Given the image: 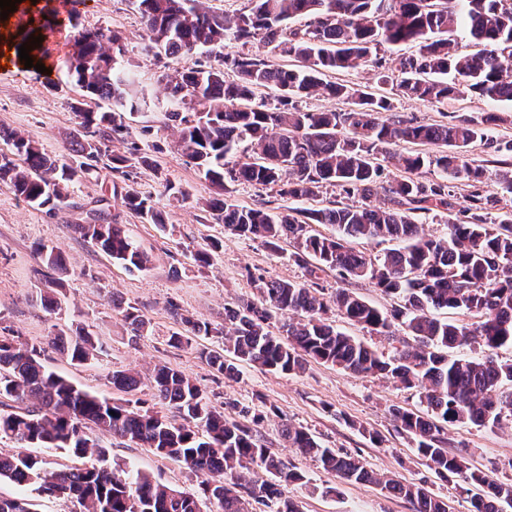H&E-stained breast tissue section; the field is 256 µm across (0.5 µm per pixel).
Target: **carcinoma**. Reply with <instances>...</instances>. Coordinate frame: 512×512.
<instances>
[{
    "label": "carcinoma",
    "instance_id": "carcinoma-1",
    "mask_svg": "<svg viewBox=\"0 0 512 512\" xmlns=\"http://www.w3.org/2000/svg\"><path fill=\"white\" fill-rule=\"evenodd\" d=\"M253 7L234 14H217L205 0H135L143 24L142 50L169 63L160 75L165 85V114L178 128V150L215 189L206 207L224 229L239 237L259 239L271 251L293 244L296 263L305 267V283L254 279L262 294L259 304L247 302L224 308V328L201 319L180 317L183 331L171 342L180 346L187 336L224 337L226 358L207 357L225 378L240 377V364L291 374L313 359L353 375H382L419 392L426 409L392 410L397 427L411 440L417 456L441 479L458 486L478 485L483 495L471 499L472 512H503L512 508V484L498 483L468 464L461 452H448L446 426L472 423L496 427L512 422V359L489 360L487 353L512 347V216L493 222L489 210L499 202L477 192L463 207L465 221L453 217V182L476 185L484 167L468 160L466 149L480 142L493 153H512V140L493 132L504 118L487 112L478 118L457 115L445 124H421L394 111L392 102L374 92L328 80L329 74L365 63L382 67L375 57L384 45L413 52L399 60L398 89L404 96L444 104L450 99L478 96L512 103V0H251ZM463 28L481 49L458 50L453 34ZM294 59L276 66L261 54L227 53L220 67H177L175 63L224 41L250 44L255 36ZM82 54L61 61L86 97L112 102L109 112H96L80 102L73 106L80 138L69 153H47L39 143L16 130L0 129V182L10 185L30 205L54 211L68 198L80 174L98 167L103 146L111 140L142 138L147 126L130 124L150 105L135 88L126 59L124 37L118 30H81ZM237 76L224 80V71ZM275 88L279 105L256 100V91ZM318 92L346 100V112L303 111L294 98ZM435 145L439 154L416 150ZM248 152V161L228 166L227 158ZM111 170L128 177L135 166H156L153 155L135 145L129 155L112 156ZM393 160L408 173L431 165L440 180L407 177L389 179L382 162ZM238 183L275 190L295 202L312 200L332 186L347 196L359 195V205L256 208L233 203L229 186ZM382 192L383 202L371 204ZM161 227L166 215L149 196L128 185L112 183L93 201L86 221L71 225L79 237L94 243L113 261L132 271H144L148 255L112 213V201ZM430 212L448 213L442 237L421 233L416 219ZM314 224H330V235L312 232ZM392 241L397 246L377 261L352 246L355 240ZM46 268L62 270L63 255L38 246ZM332 270L343 280L368 279L400 301L384 312L346 288L327 301L317 295L316 271ZM336 308L367 333L399 343L384 356L364 342L328 323ZM123 321L136 336L148 321L131 303H116ZM447 309L473 314L479 322L459 325L435 315ZM280 314L282 333L270 330L272 311ZM56 349L83 363L97 350L94 334L81 328L50 337ZM480 348L481 356H455L454 349ZM41 349L20 347L0 337V397L16 403L0 413V440L13 448L0 453V481L30 487L40 495L69 499L76 512H300L282 497L285 484L305 482V476L268 448L259 432L266 415L243 405L229 419L211 404L203 390L186 375L167 368L148 377L158 404L167 414L144 408L140 401L115 402L83 390L45 368ZM139 374L112 373V386L131 393L140 387ZM95 429L123 441L144 445L158 456L183 463L201 478V497L153 482L117 463L106 450L89 444L85 430ZM289 446L317 459L327 471L350 484H373L405 500L412 512H450L449 502L422 484L378 474L348 454L323 447L309 432L282 425ZM29 448L63 449L82 464L49 470ZM269 474L261 479L258 471ZM0 512H32L25 497L0 496Z\"/></svg>",
    "mask_w": 512,
    "mask_h": 512
}]
</instances>
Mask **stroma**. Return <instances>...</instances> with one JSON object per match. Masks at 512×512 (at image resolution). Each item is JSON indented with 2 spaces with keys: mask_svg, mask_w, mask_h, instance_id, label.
Returning a JSON list of instances; mask_svg holds the SVG:
<instances>
[{
  "mask_svg": "<svg viewBox=\"0 0 512 512\" xmlns=\"http://www.w3.org/2000/svg\"><path fill=\"white\" fill-rule=\"evenodd\" d=\"M121 30L128 44L127 57L151 104L135 115L136 124L151 126L153 140L162 147L156 159L158 169H132L130 181L142 195L152 197L168 217L167 226L144 222L138 215L121 210L125 224L141 248L149 253L151 265L143 272L130 271L113 262L92 244L72 231L82 222L87 205L111 185L113 175L99 168L82 176L73 186L66 204L55 212L30 206L18 198L8 184L0 182V336L31 346L43 347L46 368L93 394L119 398L110 377L116 370L148 374L157 365L182 372L198 384L212 404L235 416L236 406L266 403L276 408L261 427L265 444L302 472L307 485L283 487L285 498L297 501L302 512H411L409 504L372 484H348L336 474L324 471L315 459L289 448L281 426L293 423L305 428L323 446L362 459L367 468L408 482H422L447 499L453 512H470L471 496L457 484L442 480L416 456L410 440L396 427L394 408L423 409L415 390L397 386L379 375L356 376L334 366L312 361L300 374H281L244 366L239 380L217 373L207 363V351H221L211 338H195L173 347L169 338L180 330L170 313H180L223 324L224 308L240 302H259L253 283L255 275L268 280L303 282L305 269L290 257L292 244L271 252L261 241L231 235L223 224L212 220L205 203L213 194L192 164L175 146L178 133L168 126L160 100L163 90L157 82L159 65L140 49V14L132 0H19L7 19H0L12 48L26 43L28 36L41 37L30 55L33 67L14 65L0 71V127L25 133L52 155L65 153L79 136L72 105L80 90L60 71L59 62L70 54L75 30L94 27ZM404 50L382 48V67L362 65L334 74L336 82L391 98L396 111L421 123H442L447 116H481L485 112H507L512 104L482 98L449 101L437 106L402 97L397 90V70ZM46 64L47 73L37 65ZM387 82H380L379 74ZM183 186L191 193L184 203L170 202L163 193L164 182ZM219 242L210 265L199 266L195 253L210 242ZM61 251L67 261L60 299L64 311L49 314L41 298L49 288L41 274L37 245ZM350 287L359 297L384 311L397 301L366 280L344 284L335 272L320 273L318 288L324 297ZM117 301L135 303L149 322L147 332L133 335L114 309ZM84 327L98 337L101 348L90 360L76 363L50 348L48 340L58 330ZM377 441H370V433ZM449 447L463 448L467 459L492 476L512 482V423L496 428L473 424L448 425ZM88 438L104 446L109 461L128 464L154 481L193 493L198 477L175 460L149 449L107 438L88 431Z\"/></svg>",
  "mask_w": 512,
  "mask_h": 512,
  "instance_id": "stroma-1",
  "label": "stroma"
}]
</instances>
